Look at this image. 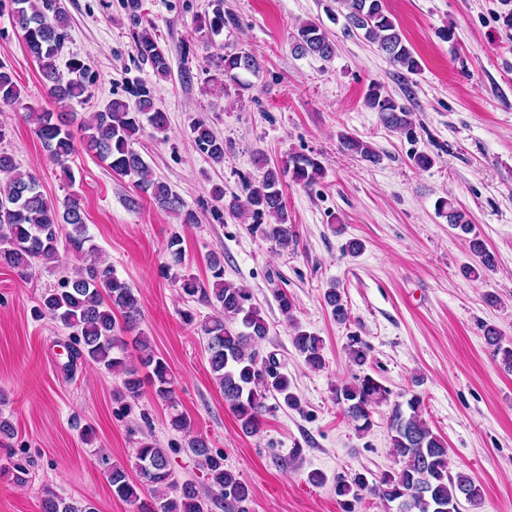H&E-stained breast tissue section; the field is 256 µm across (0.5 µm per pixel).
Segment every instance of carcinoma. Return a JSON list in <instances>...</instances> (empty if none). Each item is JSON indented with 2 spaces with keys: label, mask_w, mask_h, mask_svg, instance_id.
<instances>
[{
  "label": "carcinoma",
  "mask_w": 512,
  "mask_h": 512,
  "mask_svg": "<svg viewBox=\"0 0 512 512\" xmlns=\"http://www.w3.org/2000/svg\"><path fill=\"white\" fill-rule=\"evenodd\" d=\"M344 18L343 30L362 34L378 45L389 62L409 73L419 70V63L405 45L401 32L386 10L384 0H336ZM211 11L204 14L201 24L211 37L224 33L233 22L224 13V0H211ZM129 20V34L137 55L152 67L154 73L165 77L169 64L157 38L142 26V0H123ZM0 9L8 10L15 27L23 33L29 54L38 63L48 92L63 104L81 97L87 90L88 68L73 57L68 61V74L60 72L57 60L67 40L68 16L60 0H0ZM299 56H317L323 60L335 54V44L315 23L302 25L293 43ZM262 63L250 52L229 51L220 56V77L213 78L221 90L233 85L244 91L252 87L248 76H258ZM127 97L110 101L94 113L83 126L87 147L113 173L137 179V186L149 194L156 205L166 211L183 215V222L195 224V212L184 209L178 194L153 175L133 147L137 136L149 126L162 131L168 124L167 113L155 105L153 90L142 80L128 83ZM365 105L378 113L383 126L409 138L415 136L412 112L406 105L383 90L381 84L369 85ZM20 104V92L13 73L0 62V106ZM24 117L35 124V134L58 165L65 177H71L66 165L75 151L69 121L55 112H36L24 107ZM195 149L215 164L224 162V139L218 137L203 120L191 126ZM341 148L362 160L376 163L379 155L366 141L350 134L339 135ZM262 173L255 179L243 178L245 197L236 194L225 199L224 190L214 189L213 197L224 202V210L233 217L250 215L257 223L246 229L286 250L297 244L296 225L288 223L282 185L289 180L305 188L319 183L323 166L314 156L290 152L280 163L270 166L261 160ZM0 265L12 267L22 276L39 266L57 261L59 246L81 252L90 241L78 198L68 195L60 203L48 200L40 190L37 179L19 171L15 158L0 150ZM439 215L449 226L459 230L476 258V265L466 267L465 275L473 278L492 271L496 257L474 232L467 214L447 198L436 202ZM164 273L184 264L182 238L172 236L166 247ZM211 279L201 282L191 274L178 277L181 293L217 308L218 315L199 323L206 338L208 364L224 393V404L233 413L246 434L259 431L264 414L284 405L301 410L299 397L291 390L288 374L273 354H265L261 343L269 334V326L259 308L253 303L252 292L224 281V265L218 256L210 261ZM281 313L293 323L292 343L314 370L325 366L323 339L294 322V299L277 289L274 291ZM323 299L337 322L347 320L348 312L340 292L332 286ZM38 318L60 321L71 330L73 346L70 358L86 364L104 367L119 375L121 387L116 399H140L145 384H150L154 397L166 404L173 413L169 424L186 437V447L207 470L212 486L224 499V512H250V487L224 466V455L214 453L208 441L192 434L187 418L176 411L174 379L167 363L154 355L148 340L138 329L141 317L140 300L131 286L121 280L112 265L97 261L85 270L62 277L57 287L41 294L34 309ZM123 322H118L117 317ZM132 341H127L128 337ZM485 341L494 357L512 370V345H503L501 333L494 327L485 329ZM139 350L137 360H131L128 346ZM351 364L362 367L367 363V347L357 338L347 346ZM333 400L343 415L364 435L374 426L376 406L389 400L391 390L370 374L356 375L350 382L332 388ZM274 403H267L268 399ZM422 399L413 394L405 402L392 406L388 428L389 454L399 468L370 479L363 472L336 474L334 493L340 512H358L365 495L379 499L388 512H461L467 503L472 512L482 508L483 495L479 486L463 472L451 474L448 469V448L422 416ZM112 496L132 507L134 512H209L208 499L190 482L179 483L170 468L167 453L156 443L145 440L136 449L129 465L114 464L108 472ZM41 512H97L89 501L66 499L47 488L41 499Z\"/></svg>",
  "instance_id": "obj_1"
}]
</instances>
